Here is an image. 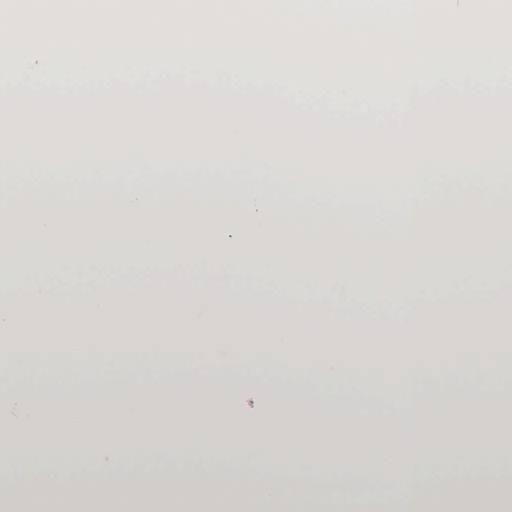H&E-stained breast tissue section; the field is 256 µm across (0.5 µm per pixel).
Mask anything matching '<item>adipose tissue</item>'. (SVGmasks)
I'll list each match as a JSON object with an SVG mask.
<instances>
[{
  "mask_svg": "<svg viewBox=\"0 0 512 512\" xmlns=\"http://www.w3.org/2000/svg\"><path fill=\"white\" fill-rule=\"evenodd\" d=\"M233 142L149 140L33 145L38 172L0 165V339L16 341L13 372L102 364L174 376L207 365L258 380L287 376L320 393L365 398L397 383L410 418L402 435L324 419L286 397L240 411L232 393L147 398L116 392L95 405L0 391V461L55 469L92 455L129 470L139 494L109 481L70 496L54 482L36 512H512V297L496 285L512 262V167L481 157L476 170L437 174L423 158L381 157L371 168L333 151L249 144L271 164L216 181ZM134 151L137 176L113 170L94 199L92 176L62 188L50 162ZM374 174L397 197L389 209L343 187ZM330 179L339 191L319 190ZM328 224L323 242L303 228ZM385 224L382 240L348 232ZM94 253L111 281L80 283L78 255ZM227 289L207 286L216 254ZM136 268L138 280L126 273ZM67 271L73 287L60 288ZM481 372L491 392L437 402L423 393ZM451 461H471L474 482L423 495ZM409 473L405 497L384 483ZM184 483L189 508L171 494Z\"/></svg>",
  "mask_w": 512,
  "mask_h": 512,
  "instance_id": "ef3b65f1",
  "label": "adipose tissue"
}]
</instances>
